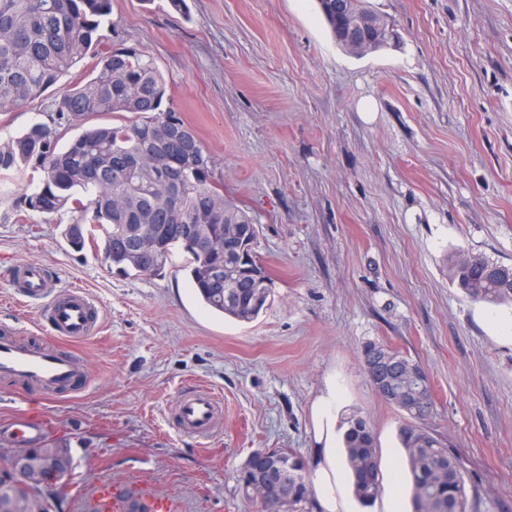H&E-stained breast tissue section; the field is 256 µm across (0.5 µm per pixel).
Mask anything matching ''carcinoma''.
<instances>
[{
    "mask_svg": "<svg viewBox=\"0 0 512 512\" xmlns=\"http://www.w3.org/2000/svg\"><path fill=\"white\" fill-rule=\"evenodd\" d=\"M112 0H0V112L31 103L56 86L93 53L89 73L68 83L53 103L49 121H37L21 134L0 140V178L24 168L42 172L39 183L13 201V209L43 215L71 213L81 251L102 244L109 269L150 276L164 270L174 251L185 254V270L199 299L210 310L241 320L236 306L253 284L204 278L206 268H224V233L256 219L224 196L214 178V160L194 128L175 110L161 109L166 82L155 60L144 51L109 44L104 33ZM336 42L345 41V17L334 0H318ZM368 0H347L348 13L367 27L388 26L367 9ZM128 113L131 119L88 125L100 114ZM81 132L61 147L63 132ZM162 174L147 172L151 165ZM448 270L474 301L512 303V279L499 263L483 256L455 255ZM363 368L384 373L369 383L386 403L410 421L399 429L413 484L414 512H466L465 481L458 458L422 426L434 410L432 387H422L409 372L414 361L385 342L361 350ZM342 448L353 493L369 508L382 493L377 438L363 418L347 421ZM258 448L241 467L239 488L260 502L263 512H318L307 464L288 450V465L269 459L259 464L263 490L250 482ZM32 470L43 480L17 484L0 480V512H60L65 491L46 477L68 450L58 445L24 449Z\"/></svg>",
    "mask_w": 512,
    "mask_h": 512,
    "instance_id": "cac0c4a2",
    "label": "carcinoma"
}]
</instances>
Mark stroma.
<instances>
[{"mask_svg": "<svg viewBox=\"0 0 512 512\" xmlns=\"http://www.w3.org/2000/svg\"><path fill=\"white\" fill-rule=\"evenodd\" d=\"M112 0L116 44L154 58L165 106L198 133L226 196L258 222L275 280L257 319L208 311L181 256L162 275L109 270L74 250L71 216L13 214L38 181L0 180V333L38 336L37 305L12 296L14 264L51 267L97 302L102 325L78 342L90 382L75 396L22 397L0 384V448L28 408L70 448L74 484H155L177 512H260L239 471L258 448L320 461L328 424L362 416L384 490L349 512H413L398 430L405 415L373 392L361 347L386 342L428 373L426 427L460 459L467 512H512V305L469 299L448 258L512 265V0H368L400 40L361 56L338 45L316 0ZM60 89L0 114V138L47 121ZM373 111H361L363 101ZM220 394L224 426L181 434L182 388Z\"/></svg>", "mask_w": 512, "mask_h": 512, "instance_id": "1", "label": "stroma"}]
</instances>
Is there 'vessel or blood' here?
Returning <instances> with one entry per match:
<instances>
[{
    "label": "vessel or blood",
    "instance_id": "b4317fda",
    "mask_svg": "<svg viewBox=\"0 0 512 512\" xmlns=\"http://www.w3.org/2000/svg\"><path fill=\"white\" fill-rule=\"evenodd\" d=\"M10 281L18 300L40 304L49 338L39 346L21 339H0V380L9 381L23 394L31 390L50 396L82 392L89 375L76 343L100 329L101 312L96 302L81 288H59L53 273L39 263H18ZM176 420L183 434L207 439L223 423L222 401L208 388H188L176 403ZM41 435L40 416L34 411L26 412L9 432L13 445L21 448ZM132 492L151 500L153 512H172L169 497L152 485L139 482L127 493L109 479L95 484L88 508L90 512H130L128 495Z\"/></svg>",
    "mask_w": 512,
    "mask_h": 512
}]
</instances>
